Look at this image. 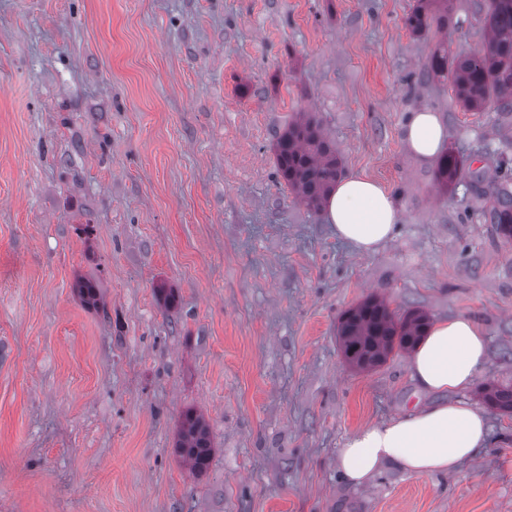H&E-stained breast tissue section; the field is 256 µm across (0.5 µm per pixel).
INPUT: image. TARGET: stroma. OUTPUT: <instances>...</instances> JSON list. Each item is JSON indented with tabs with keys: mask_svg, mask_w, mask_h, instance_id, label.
Instances as JSON below:
<instances>
[{
	"mask_svg": "<svg viewBox=\"0 0 512 512\" xmlns=\"http://www.w3.org/2000/svg\"><path fill=\"white\" fill-rule=\"evenodd\" d=\"M486 3L418 36L417 0H0V512H512V414L492 408L455 473L354 487L336 466L434 400L409 351L345 360L339 319L368 297L471 318L479 384L512 386V238L488 220L512 112L464 111L428 70L438 44L482 48ZM421 109L465 163L452 189L405 145ZM302 112L395 197L376 252L279 175ZM188 410L212 441L197 476L175 451Z\"/></svg>",
	"mask_w": 512,
	"mask_h": 512,
	"instance_id": "1",
	"label": "stroma"
}]
</instances>
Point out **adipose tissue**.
Returning a JSON list of instances; mask_svg holds the SVG:
<instances>
[{"instance_id":"1","label":"adipose tissue","mask_w":512,"mask_h":512,"mask_svg":"<svg viewBox=\"0 0 512 512\" xmlns=\"http://www.w3.org/2000/svg\"><path fill=\"white\" fill-rule=\"evenodd\" d=\"M448 137L447 127L428 109L410 114L404 132L408 150L433 161ZM325 220L336 237L361 253L375 252L400 221L391 194L356 174L337 179ZM488 339L464 316L434 322L408 360L409 374L424 392L439 400L422 409L364 427L349 436L337 454V469L351 485H366L388 464L417 476L450 474L473 459L487 443L483 412L458 399L480 374Z\"/></svg>"}]
</instances>
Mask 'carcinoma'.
<instances>
[{
	"label": "carcinoma",
	"mask_w": 512,
	"mask_h": 512,
	"mask_svg": "<svg viewBox=\"0 0 512 512\" xmlns=\"http://www.w3.org/2000/svg\"><path fill=\"white\" fill-rule=\"evenodd\" d=\"M448 26V0H418L405 19V26L416 34L432 26ZM487 38L482 51L465 57H452L448 48L436 51L429 70L451 72L458 102L470 111L512 108V0H488ZM279 174L308 206L319 208L336 182L339 160L323 137L319 123L302 116L288 126L275 144ZM463 177V161L453 152L438 162L437 179L449 185ZM490 222L506 237H512V195L498 192L489 212ZM81 299L96 307L101 297L90 283L76 288ZM427 317L418 313L403 316L391 310L380 298L371 297L343 313L338 336L343 353L354 366L366 370L385 362L394 351L414 347L425 335ZM485 402L505 413H512V387L484 384L479 387ZM177 453L191 471L207 468L212 446L208 426L194 411L182 414Z\"/></svg>",
	"instance_id": "1"
}]
</instances>
